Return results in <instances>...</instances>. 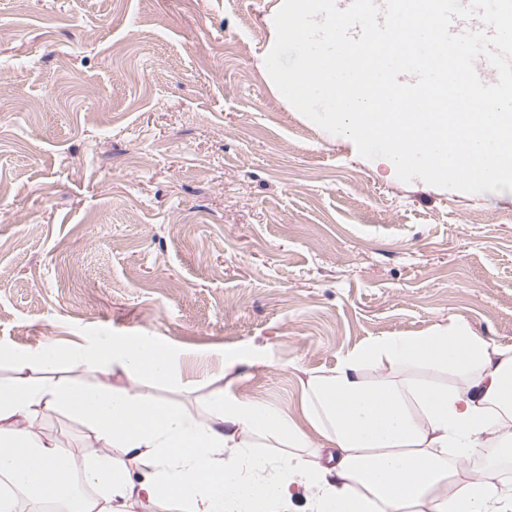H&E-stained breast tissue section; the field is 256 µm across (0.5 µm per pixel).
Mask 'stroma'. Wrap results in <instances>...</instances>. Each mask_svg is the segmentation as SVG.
Segmentation results:
<instances>
[{
  "label": "stroma",
  "mask_w": 512,
  "mask_h": 512,
  "mask_svg": "<svg viewBox=\"0 0 512 512\" xmlns=\"http://www.w3.org/2000/svg\"><path fill=\"white\" fill-rule=\"evenodd\" d=\"M277 5L0 0V381L48 341L145 335L180 379L95 382L295 414L382 336L463 323L512 347V192L402 182L276 95ZM39 429L84 466L80 421Z\"/></svg>",
  "instance_id": "stroma-1"
}]
</instances>
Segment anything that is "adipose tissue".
<instances>
[{
	"mask_svg": "<svg viewBox=\"0 0 512 512\" xmlns=\"http://www.w3.org/2000/svg\"><path fill=\"white\" fill-rule=\"evenodd\" d=\"M181 359L148 336L73 351L49 342L14 358L19 377L0 382V478L11 486L0 512H15L19 491L61 512H292L301 498L309 512H512V483L494 466L459 476L478 448L512 459V347L467 326L364 345L308 378L297 417L220 386L194 414L127 389L48 378L69 364L167 380ZM383 362L390 371L368 377ZM420 369L454 380L429 382ZM50 410L93 433L98 446L82 471L39 431Z\"/></svg>",
	"mask_w": 512,
	"mask_h": 512,
	"instance_id": "1",
	"label": "adipose tissue"
}]
</instances>
